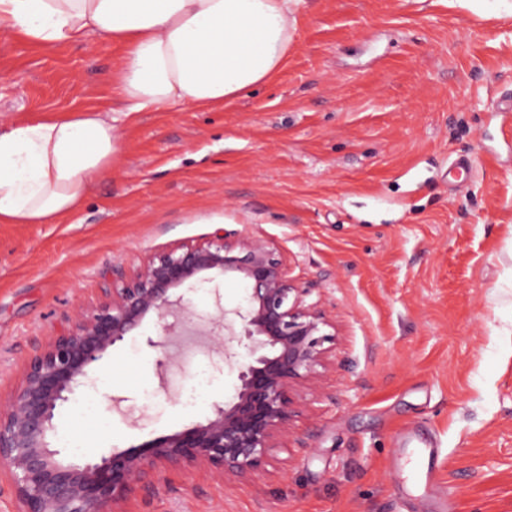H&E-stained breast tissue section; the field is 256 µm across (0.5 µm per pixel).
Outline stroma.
<instances>
[{
	"label": "stroma",
	"mask_w": 512,
	"mask_h": 512,
	"mask_svg": "<svg viewBox=\"0 0 512 512\" xmlns=\"http://www.w3.org/2000/svg\"><path fill=\"white\" fill-rule=\"evenodd\" d=\"M118 45L43 50L0 38V132L54 112L112 109ZM512 0H305L288 61L219 111L121 122L110 173L51 224L0 223V399L46 337L148 255L220 228L275 242L290 280L336 326L335 369L254 480L154 474L127 512H512ZM460 157L473 161L450 182ZM186 291L165 335L144 319L89 371L100 459L204 421L237 368L209 331L215 298ZM197 407L180 394L198 369Z\"/></svg>",
	"instance_id": "1"
}]
</instances>
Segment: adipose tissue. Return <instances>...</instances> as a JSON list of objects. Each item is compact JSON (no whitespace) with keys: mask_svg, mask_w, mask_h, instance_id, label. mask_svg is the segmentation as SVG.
<instances>
[{"mask_svg":"<svg viewBox=\"0 0 512 512\" xmlns=\"http://www.w3.org/2000/svg\"><path fill=\"white\" fill-rule=\"evenodd\" d=\"M305 0H0V35L45 49L99 36L123 55L117 115L74 116L0 133V223L49 224L112 167L119 117L220 109L273 79Z\"/></svg>","mask_w":512,"mask_h":512,"instance_id":"adipose-tissue-1","label":"adipose tissue"}]
</instances>
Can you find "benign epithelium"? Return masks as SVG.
I'll list each match as a JSON object with an SVG mask.
<instances>
[{
  "instance_id": "obj_1",
  "label": "benign epithelium",
  "mask_w": 512,
  "mask_h": 512,
  "mask_svg": "<svg viewBox=\"0 0 512 512\" xmlns=\"http://www.w3.org/2000/svg\"><path fill=\"white\" fill-rule=\"evenodd\" d=\"M223 276L242 281L246 303L221 304L214 290V341L236 361L239 385L211 415L173 434L82 464L50 446L57 409L86 385L89 369L149 315L172 330L167 317L187 308L179 290ZM309 289L287 275L277 246L247 233L219 230L212 238L156 252L95 308L47 337L23 370L16 392L0 401V462L6 464L20 512H124L137 486L150 487L161 468L192 467L234 482L259 472L271 450L288 438L296 414L291 394L315 389L331 367L324 344L333 327ZM247 350L238 359L233 345Z\"/></svg>"
}]
</instances>
